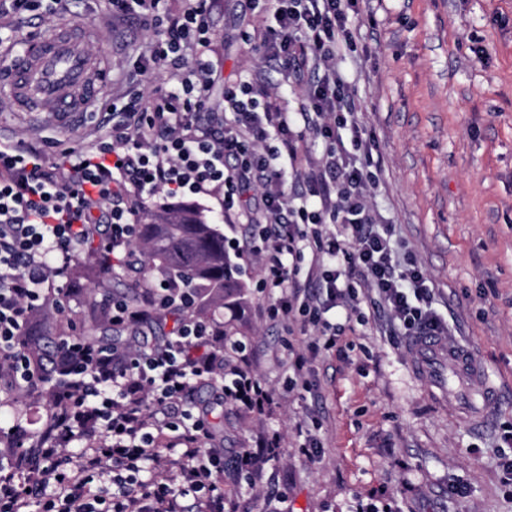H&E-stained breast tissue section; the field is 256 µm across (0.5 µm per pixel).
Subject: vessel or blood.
I'll list each match as a JSON object with an SVG mask.
<instances>
[{
  "label": "vessel or blood",
  "mask_w": 512,
  "mask_h": 512,
  "mask_svg": "<svg viewBox=\"0 0 512 512\" xmlns=\"http://www.w3.org/2000/svg\"><path fill=\"white\" fill-rule=\"evenodd\" d=\"M104 70L89 55L82 35L60 25L52 34L35 35L0 59V87H7L20 111L61 115L83 111L96 96ZM416 366L428 387L466 403L477 429L493 424L489 408L497 399L473 356L445 340L423 337L413 347Z\"/></svg>",
  "instance_id": "vessel-or-blood-1"
}]
</instances>
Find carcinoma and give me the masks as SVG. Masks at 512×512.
Returning a JSON list of instances; mask_svg holds the SVG:
<instances>
[{
  "label": "carcinoma",
  "mask_w": 512,
  "mask_h": 512,
  "mask_svg": "<svg viewBox=\"0 0 512 512\" xmlns=\"http://www.w3.org/2000/svg\"><path fill=\"white\" fill-rule=\"evenodd\" d=\"M133 247L142 251L145 265L160 279L191 282L196 293L190 314L203 315L211 303L227 309L244 303L249 284L225 247L224 231L199 211L160 210L151 215V222L138 226Z\"/></svg>",
  "instance_id": "obj_1"
}]
</instances>
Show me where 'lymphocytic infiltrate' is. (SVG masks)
<instances>
[{"label":"lymphocytic infiltrate","instance_id":"obj_1","mask_svg":"<svg viewBox=\"0 0 512 512\" xmlns=\"http://www.w3.org/2000/svg\"><path fill=\"white\" fill-rule=\"evenodd\" d=\"M208 0H191L181 16L158 27L138 75L160 64L175 87L132 91L123 107L103 111L106 130L90 145L47 157L24 140L0 141V380L34 389L49 383L53 407L40 430L22 416L0 427V512H224V439L210 416L215 407L262 414L279 396L251 370L246 345L209 319L184 317L164 337L152 331L166 308L181 307L190 288L159 281L141 288L139 303L104 298L113 329L134 343L61 338L53 374L31 370L22 338L46 306L69 296V268L90 245L134 262L132 243L144 194L171 197L219 191L232 211L252 190L268 221L254 224L243 248L262 258L272 301L266 317L285 324L306 316L315 330L293 362L291 387L312 390L309 356L335 350L336 326L359 304V280L378 295L404 336H444L422 271L401 257L390 225L369 206L377 185L372 143L349 84L334 63L353 44L358 0H275L265 43L286 71L321 70L298 115L262 108L264 87L239 81L224 109H209L212 64ZM321 138L318 163L303 173L305 195L288 192L296 163L295 120ZM277 138L276 149L259 144ZM335 225L326 233L324 225ZM313 250L306 280L294 261ZM206 399H197L199 390ZM169 442L174 455L157 449ZM78 447L71 457L70 447Z\"/></svg>","mask_w":512,"mask_h":512}]
</instances>
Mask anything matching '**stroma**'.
Listing matches in <instances>:
<instances>
[{
	"label": "stroma",
	"mask_w": 512,
	"mask_h": 512,
	"mask_svg": "<svg viewBox=\"0 0 512 512\" xmlns=\"http://www.w3.org/2000/svg\"><path fill=\"white\" fill-rule=\"evenodd\" d=\"M265 7L211 0L212 111H223L226 90L244 76L267 85L280 106L301 99L304 84L261 45ZM60 22L81 31L111 68L103 100L119 101L153 31L112 14L107 0H78L43 23L25 13L0 17L23 38ZM336 68L357 89L355 106L382 162L370 206L422 270L449 343L472 351L498 389L495 425L475 431L456 402L428 392L409 339L392 331L377 294L358 281L359 314L337 318L336 349L308 363L314 391H286L305 339L265 317L261 265L242 255L245 302L207 313L241 330L256 377L280 399L264 415L224 411V512H512V0H359L355 43ZM101 132L94 113L63 128L50 114L16 111L0 89V139L78 146ZM70 281L79 293L65 312L42 313L46 334L76 323L115 338L87 299L95 286L127 293L130 280L116 270L103 281L74 266ZM49 407L47 389L0 384L2 416L22 411L37 429ZM264 433L278 435L279 455L246 478L234 458ZM307 433L318 452L304 450Z\"/></svg>",
	"instance_id": "obj_1"
}]
</instances>
